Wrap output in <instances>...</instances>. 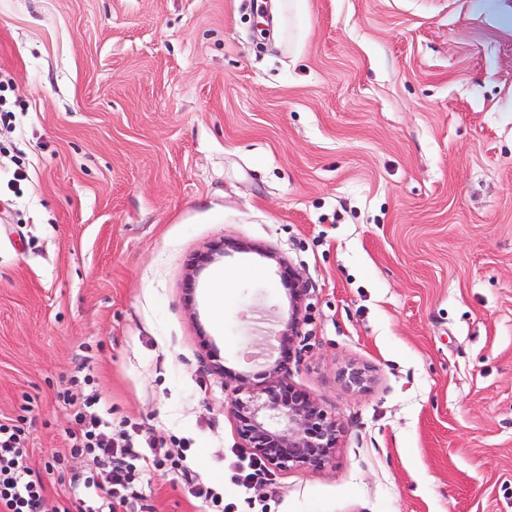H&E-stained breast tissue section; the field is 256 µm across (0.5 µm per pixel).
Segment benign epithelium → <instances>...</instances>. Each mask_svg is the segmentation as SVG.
I'll return each instance as SVG.
<instances>
[{"mask_svg":"<svg viewBox=\"0 0 512 512\" xmlns=\"http://www.w3.org/2000/svg\"><path fill=\"white\" fill-rule=\"evenodd\" d=\"M285 275L292 288L288 293V318L279 333L281 356L269 362L268 381L259 390L247 387L245 379L238 377L229 410L237 421L243 446L271 468H322L336 448L341 424L316 400L284 386L280 380V375L288 371V347L301 338L300 310L307 293L296 272L288 268ZM340 376L348 388L367 381L365 371L353 364Z\"/></svg>","mask_w":512,"mask_h":512,"instance_id":"benign-epithelium-1","label":"benign epithelium"}]
</instances>
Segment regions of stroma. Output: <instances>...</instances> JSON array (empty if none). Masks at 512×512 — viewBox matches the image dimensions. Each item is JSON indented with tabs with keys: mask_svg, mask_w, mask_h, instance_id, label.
<instances>
[{
	"mask_svg": "<svg viewBox=\"0 0 512 512\" xmlns=\"http://www.w3.org/2000/svg\"><path fill=\"white\" fill-rule=\"evenodd\" d=\"M270 7L0 0V419L57 501L97 470L58 398L88 373L139 443L133 512H209L198 483L233 512H512V0H306L296 51ZM285 265V380L343 433L247 489L210 355L265 383ZM175 439L195 484L154 464Z\"/></svg>",
	"mask_w": 512,
	"mask_h": 512,
	"instance_id": "stroma-1",
	"label": "stroma"
}]
</instances>
